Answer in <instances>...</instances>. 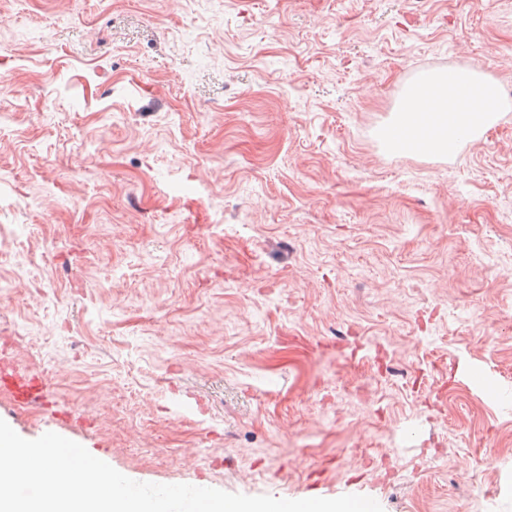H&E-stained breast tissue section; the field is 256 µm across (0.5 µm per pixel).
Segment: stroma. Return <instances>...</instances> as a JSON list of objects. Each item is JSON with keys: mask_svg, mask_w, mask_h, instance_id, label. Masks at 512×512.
Masks as SVG:
<instances>
[{"mask_svg": "<svg viewBox=\"0 0 512 512\" xmlns=\"http://www.w3.org/2000/svg\"><path fill=\"white\" fill-rule=\"evenodd\" d=\"M448 70L512 89V0H0V353L55 401L0 419L139 482L512 512V97L382 139ZM448 75L424 73L415 93L399 108L396 125L400 135L389 139L395 151L424 148L444 152L462 134L491 123L502 104L500 87L472 73ZM473 94L469 97V90Z\"/></svg>", "mask_w": 512, "mask_h": 512, "instance_id": "1", "label": "stroma"}]
</instances>
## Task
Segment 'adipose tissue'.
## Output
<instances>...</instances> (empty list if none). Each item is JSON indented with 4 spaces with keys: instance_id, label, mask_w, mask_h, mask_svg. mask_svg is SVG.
<instances>
[{
    "instance_id": "adipose-tissue-1",
    "label": "adipose tissue",
    "mask_w": 512,
    "mask_h": 512,
    "mask_svg": "<svg viewBox=\"0 0 512 512\" xmlns=\"http://www.w3.org/2000/svg\"><path fill=\"white\" fill-rule=\"evenodd\" d=\"M501 104L499 86L475 74L460 73L452 81L440 74H422L415 93L400 107V135L390 146L396 151H447L460 135L491 123Z\"/></svg>"
}]
</instances>
